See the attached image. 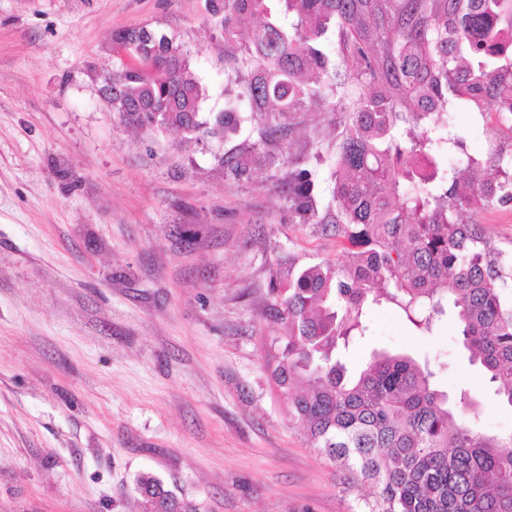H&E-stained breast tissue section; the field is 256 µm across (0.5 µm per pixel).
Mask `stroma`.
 Listing matches in <instances>:
<instances>
[{"mask_svg":"<svg viewBox=\"0 0 512 512\" xmlns=\"http://www.w3.org/2000/svg\"><path fill=\"white\" fill-rule=\"evenodd\" d=\"M131 26L189 50L203 116L242 91L206 0H0V512H142L145 472L203 512H360L371 484L347 487L266 369L283 333L270 280L342 261V243L292 222L287 163L226 172L254 132L224 142L117 124L88 67L111 72L112 36ZM453 121L472 154L512 150L497 116ZM338 133L320 102L285 140L316 139L329 163ZM462 219L512 254V204ZM366 324L342 353L349 371L381 350L429 360L461 413L512 432V407L452 318L428 334L382 306Z\"/></svg>","mask_w":512,"mask_h":512,"instance_id":"1","label":"stroma"}]
</instances>
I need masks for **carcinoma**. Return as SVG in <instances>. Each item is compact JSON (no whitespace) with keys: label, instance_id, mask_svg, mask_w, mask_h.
I'll list each match as a JSON object with an SVG mask.
<instances>
[{"label":"carcinoma","instance_id":"1","mask_svg":"<svg viewBox=\"0 0 512 512\" xmlns=\"http://www.w3.org/2000/svg\"><path fill=\"white\" fill-rule=\"evenodd\" d=\"M209 14L236 44L228 81L248 76L238 98L202 120L188 51L130 27L113 42L137 66L112 69V111L147 133L228 140L250 127L259 140L224 156L229 174L248 179L288 159V212L347 241L344 261L290 270L267 291L286 333L266 364L291 422L373 484L362 512H512V433L456 415L427 362L381 352L351 376L336 358L374 305L428 332L450 307L470 361L512 407V260L461 220L512 204V151L486 164L451 123L459 108L512 118V0H209ZM320 100L343 123L325 204L318 145L305 142L298 157L278 147ZM137 491L143 512H201L151 473Z\"/></svg>","mask_w":512,"mask_h":512}]
</instances>
